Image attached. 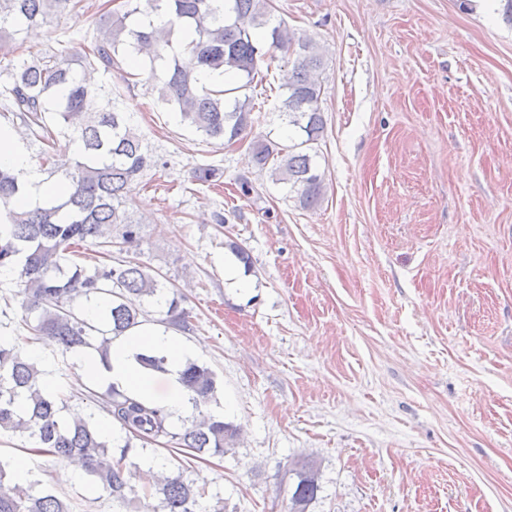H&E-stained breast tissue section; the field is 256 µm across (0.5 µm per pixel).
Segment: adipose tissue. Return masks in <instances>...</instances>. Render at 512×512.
I'll return each instance as SVG.
<instances>
[{"mask_svg":"<svg viewBox=\"0 0 512 512\" xmlns=\"http://www.w3.org/2000/svg\"><path fill=\"white\" fill-rule=\"evenodd\" d=\"M0 165L10 168L18 177L25 195L24 203H35L47 192L44 177L22 146L20 135L11 128L0 129ZM152 353L168 360L169 388L165 406L170 413H180L186 391L180 372L188 356L187 349L170 334L150 327H138L115 337L108 360H101L96 351L82 354V378L94 383L115 385L119 390L147 404H155V373L142 367L136 354Z\"/></svg>","mask_w":512,"mask_h":512,"instance_id":"obj_1","label":"adipose tissue"}]
</instances>
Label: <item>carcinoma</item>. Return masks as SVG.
I'll return each instance as SVG.
<instances>
[{
  "mask_svg": "<svg viewBox=\"0 0 512 512\" xmlns=\"http://www.w3.org/2000/svg\"><path fill=\"white\" fill-rule=\"evenodd\" d=\"M107 0L105 25L94 32L63 30L56 47L14 60L22 48L20 37L30 28L50 24L59 16L84 8V0H0V45L10 46L8 63L0 64V118L13 116L44 145L43 168L59 174L68 191L32 209L20 204L23 188L8 168H0V270L18 274L23 315L19 325L35 340H53L60 349L92 348L106 361L112 337L140 324L141 301L163 297L168 291L162 276L135 260L89 269L70 261L73 246L105 247L120 240L128 249L140 242L139 222L127 210L133 186L143 173L158 165L119 106L124 93L104 85L91 86L77 77L74 66L110 73L119 57H143L149 66L152 91L162 106L179 113L180 120L207 140H241L251 130L253 97L246 90L263 84L279 50L294 56L281 88L288 126L297 133L286 149L258 141L253 159L271 166L277 180L297 192L305 207L321 202L325 174L312 154L325 132L319 99V71L323 55L310 40H294L284 21L273 14V0ZM117 7H112V4ZM155 14L167 17L160 29L146 25ZM269 43V50L262 45ZM233 73L246 81L236 87L208 85L200 73ZM78 144L74 157L57 158V135ZM104 294L106 306L99 321L77 314V299ZM165 322L181 326L186 312L177 297L166 301ZM138 362L166 371V358L139 354ZM182 381L189 403L197 412L190 425L171 430L167 413L147 406L110 386L100 394L108 414L142 444L168 442L194 456L224 457L239 439L236 426L203 411L215 396L216 375L204 364L187 361ZM63 395L47 389L43 371L16 345L0 339V435L26 439L33 451L58 461L82 459L95 487L114 500L132 504L130 443L114 453L93 415L70 418ZM290 512H307L319 491L318 468L299 460ZM143 488L157 500L153 512H200L203 492L180 474L148 472ZM0 512H73L70 500L31 482L15 481L9 465L0 461Z\"/></svg>",
  "mask_w": 512,
  "mask_h": 512,
  "instance_id": "obj_1",
  "label": "carcinoma"
}]
</instances>
